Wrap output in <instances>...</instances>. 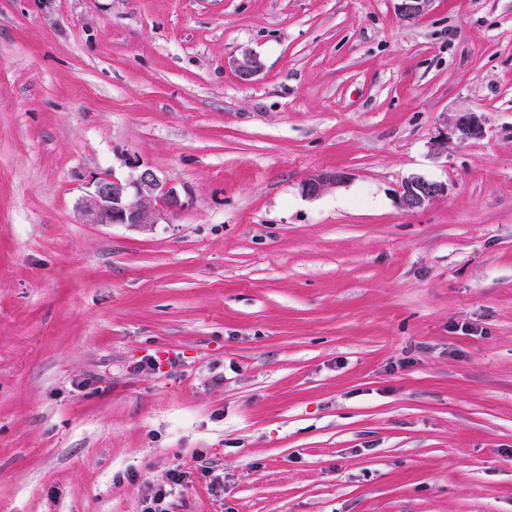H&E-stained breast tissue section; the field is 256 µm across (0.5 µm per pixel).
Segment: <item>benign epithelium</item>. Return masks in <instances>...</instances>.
Here are the masks:
<instances>
[{
    "instance_id": "7a95c632",
    "label": "benign epithelium",
    "mask_w": 512,
    "mask_h": 512,
    "mask_svg": "<svg viewBox=\"0 0 512 512\" xmlns=\"http://www.w3.org/2000/svg\"><path fill=\"white\" fill-rule=\"evenodd\" d=\"M430 0H399L398 10L407 21L419 17ZM229 65L240 80L248 82L261 71L258 57L250 52L232 59ZM456 130L463 139H481L486 129L479 116L465 112L456 120ZM131 172L123 179L114 174H99L89 182L90 191L78 200V208L86 224H129L152 226L170 224L187 207L188 200L170 182L161 179L149 167L129 165ZM348 173L334 170L313 174L301 184L302 193L317 197L327 188L345 182ZM442 183L412 178L405 181L399 196L406 211L423 209L447 193Z\"/></svg>"
}]
</instances>
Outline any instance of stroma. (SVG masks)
<instances>
[{
    "label": "stroma",
    "instance_id": "obj_1",
    "mask_svg": "<svg viewBox=\"0 0 512 512\" xmlns=\"http://www.w3.org/2000/svg\"><path fill=\"white\" fill-rule=\"evenodd\" d=\"M131 161L188 208L83 223ZM175 470L168 512H512V0H0V512ZM229 65L234 69L240 80L251 81L261 71V63L258 57L251 52L244 53L241 57L232 59ZM456 130L462 139H481L486 134L484 124L474 112L462 113L456 120ZM347 179L348 173L345 171L320 172L305 178L301 184V190L307 197H317L327 188L344 183ZM447 190L445 184L419 177L412 178L406 180L401 187L400 204L406 211H417L443 197Z\"/></svg>",
    "mask_w": 512,
    "mask_h": 512
}]
</instances>
